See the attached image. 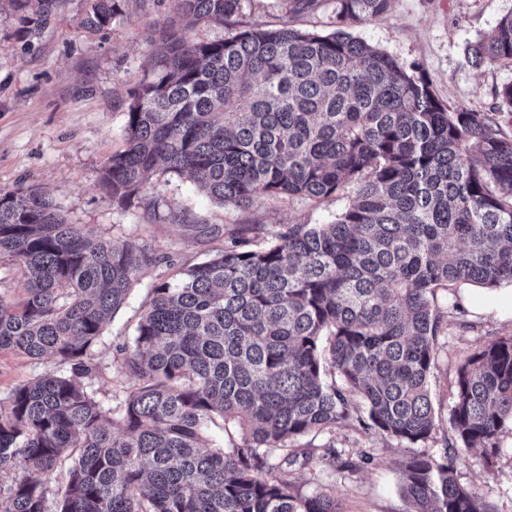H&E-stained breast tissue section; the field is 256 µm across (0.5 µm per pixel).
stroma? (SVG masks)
<instances>
[{
    "label": "stroma",
    "mask_w": 512,
    "mask_h": 512,
    "mask_svg": "<svg viewBox=\"0 0 512 512\" xmlns=\"http://www.w3.org/2000/svg\"><path fill=\"white\" fill-rule=\"evenodd\" d=\"M122 13L107 29L89 33L79 21L84 0H63L42 28L22 36L9 10L0 9V187L35 185L51 194L68 219L111 237L123 225L124 241L150 245L178 264L208 259L223 245L206 234L209 225L229 230L234 224H328L347 198L322 201H270L246 210L211 200L195 184L161 175L144 202L117 208L99 184V171L112 153L125 147L129 92L148 66L161 30L174 17L172 0H122ZM335 7L328 0L314 13L292 14L286 0H242L230 24H199L189 42L214 41L245 28L289 26L303 32H333ZM512 14V0H394L389 14L376 22L350 26V34L423 74L436 95L449 105H465L495 115L512 135V115L498 111L496 92L512 83V65L482 68L466 60L469 44L491 33ZM162 269H151L134 286L126 303L104 325L97 359L104 368L92 386L104 404L116 405L132 382L117 373L116 348L131 343L150 289ZM467 310V329H451L439 340L440 364L430 383L436 412L454 401L456 369L466 357L495 337L512 336V291L462 285L456 288ZM51 358L30 359L0 353V397L15 386L54 369ZM313 445H332L336 462L283 471L302 492L324 487L345 512H407L400 492L402 464L409 448L355 423L337 425ZM371 463L358 465L361 454ZM460 484L512 512V436L499 448L461 451L456 465Z\"/></svg>",
    "instance_id": "obj_1"
}]
</instances>
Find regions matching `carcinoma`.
I'll return each instance as SVG.
<instances>
[{
  "label": "carcinoma",
  "mask_w": 512,
  "mask_h": 512,
  "mask_svg": "<svg viewBox=\"0 0 512 512\" xmlns=\"http://www.w3.org/2000/svg\"><path fill=\"white\" fill-rule=\"evenodd\" d=\"M5 2L24 32L60 0ZM173 2L130 91L126 147L100 169L113 204L130 207L159 173L238 209L355 196L330 224L262 239L235 224L211 258L166 261L120 347L135 385L107 408L90 391L103 325L160 259L71 223L38 187L0 188V263L22 290L0 294V352L56 360L0 398V512H344L274 471L313 463L294 443L353 421L419 448L402 467L408 512H496L455 465L512 435V336L457 367L454 441L424 447L440 426L438 291L512 285V136L344 31L394 0H336L328 35L249 28L192 45L190 29L229 22L241 0ZM324 2L290 0V13ZM120 3L86 0L80 27L107 28ZM467 56L511 64L512 15ZM218 419L223 448L207 436Z\"/></svg>",
  "instance_id": "cac0c4a2"
}]
</instances>
